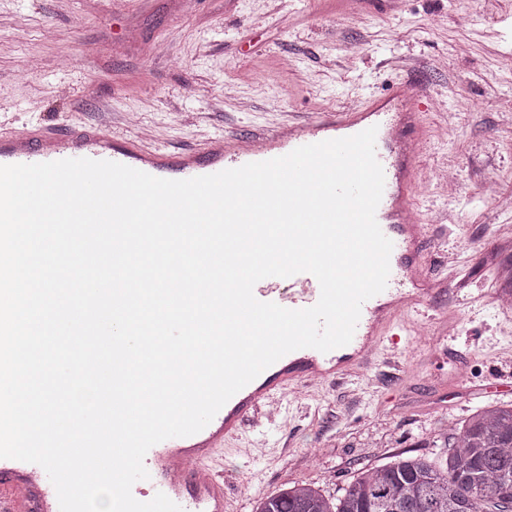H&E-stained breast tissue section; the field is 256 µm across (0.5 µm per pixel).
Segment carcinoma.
<instances>
[{"label": "carcinoma", "instance_id": "1", "mask_svg": "<svg viewBox=\"0 0 512 512\" xmlns=\"http://www.w3.org/2000/svg\"><path fill=\"white\" fill-rule=\"evenodd\" d=\"M256 512H512V404L449 424L435 461L399 456L362 471L337 498L297 484Z\"/></svg>", "mask_w": 512, "mask_h": 512}]
</instances>
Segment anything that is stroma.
I'll use <instances>...</instances> for the list:
<instances>
[{
  "label": "stroma",
  "instance_id": "1",
  "mask_svg": "<svg viewBox=\"0 0 512 512\" xmlns=\"http://www.w3.org/2000/svg\"><path fill=\"white\" fill-rule=\"evenodd\" d=\"M95 57L76 58L80 45ZM512 0H0V127L60 128L137 114L170 149L361 105L417 63L427 93L428 261L442 295L411 312L430 331L399 366L268 405L224 456L229 512L303 483L339 496L362 467L435 458L448 424L512 403ZM453 169L456 194L436 177Z\"/></svg>",
  "mask_w": 512,
  "mask_h": 512
}]
</instances>
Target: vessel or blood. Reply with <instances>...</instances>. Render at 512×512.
I'll use <instances>...</instances> for the list:
<instances>
[{"instance_id": "1", "label": "vessel or blood", "mask_w": 512, "mask_h": 512, "mask_svg": "<svg viewBox=\"0 0 512 512\" xmlns=\"http://www.w3.org/2000/svg\"><path fill=\"white\" fill-rule=\"evenodd\" d=\"M421 98L409 78L390 94L353 110L258 126L243 136L227 135L203 148L182 151L149 147L145 137L120 136L100 123L64 131L41 125L0 129V165L90 158L172 180L214 174L281 157L303 145L377 129L375 153L385 184L376 220L393 243L390 275L386 288L363 303L351 342L327 353L302 348L286 354L237 392L203 430L152 446L144 458L149 476L132 487L135 499L147 502L161 492L182 512H225L230 478L224 472V453L235 447L246 427L256 425L270 401L294 387L341 384L375 364L384 343H399L405 328L402 315L432 292L424 253L432 227L412 217L424 143ZM254 295L287 309H305L318 302L320 285L312 274L302 272L285 280L263 279L255 285ZM0 512H60L56 490L40 465L0 459Z\"/></svg>"}]
</instances>
